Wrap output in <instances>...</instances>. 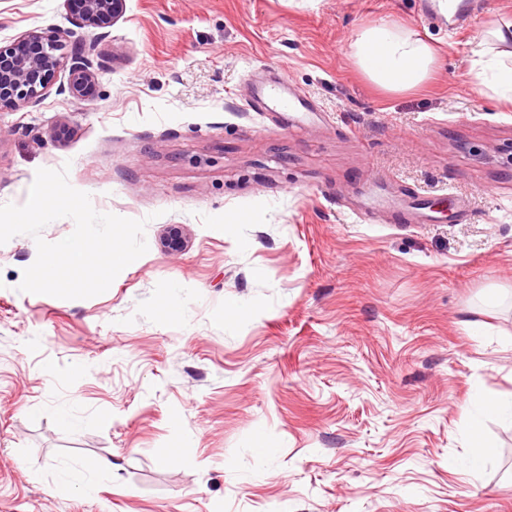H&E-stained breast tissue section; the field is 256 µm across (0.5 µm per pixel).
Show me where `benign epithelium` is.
<instances>
[{"mask_svg": "<svg viewBox=\"0 0 512 512\" xmlns=\"http://www.w3.org/2000/svg\"><path fill=\"white\" fill-rule=\"evenodd\" d=\"M78 25L82 28H105L126 12V0H78ZM89 48L69 43L63 35L45 38L36 31L24 35L16 44L0 46V106L20 109L43 97L54 83L59 70L69 66V92L74 98L92 95L95 71ZM182 224L166 226L160 239L164 252L175 254L184 247Z\"/></svg>", "mask_w": 512, "mask_h": 512, "instance_id": "7a95c632", "label": "benign epithelium"}]
</instances>
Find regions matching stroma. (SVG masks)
<instances>
[{
  "label": "stroma",
  "mask_w": 512,
  "mask_h": 512,
  "mask_svg": "<svg viewBox=\"0 0 512 512\" xmlns=\"http://www.w3.org/2000/svg\"><path fill=\"white\" fill-rule=\"evenodd\" d=\"M402 26L435 77L391 92L356 33ZM431 0H127L95 50L0 108V204L68 168L93 208L146 220L109 289L21 292L32 236L0 245V512H512V103ZM77 28L65 0H0V43ZM303 105L257 110L255 86ZM186 227L175 256L166 225ZM236 308H226L227 299ZM112 462L93 491L59 472ZM480 427V419L478 416H473L470 423V437L473 441L472 455L463 466L464 471L473 472L478 470L484 460L492 452L490 448L480 437L478 429Z\"/></svg>",
  "instance_id": "1"
}]
</instances>
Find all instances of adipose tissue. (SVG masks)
Segmentation results:
<instances>
[{"mask_svg":"<svg viewBox=\"0 0 512 512\" xmlns=\"http://www.w3.org/2000/svg\"><path fill=\"white\" fill-rule=\"evenodd\" d=\"M352 56L359 69L389 91H405L429 79L437 66L433 49L402 27L383 22L357 32Z\"/></svg>","mask_w":512,"mask_h":512,"instance_id":"obj_1","label":"adipose tissue"}]
</instances>
